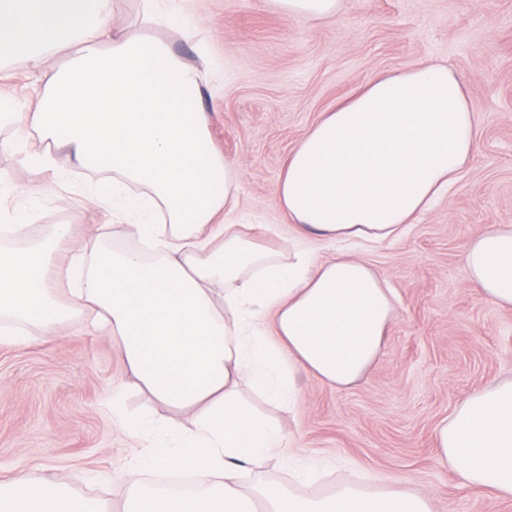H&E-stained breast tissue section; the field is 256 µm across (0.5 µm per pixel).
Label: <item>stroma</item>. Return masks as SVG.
<instances>
[{
	"mask_svg": "<svg viewBox=\"0 0 512 512\" xmlns=\"http://www.w3.org/2000/svg\"><path fill=\"white\" fill-rule=\"evenodd\" d=\"M198 30L157 27L189 62L212 63L202 106L213 148L241 165L245 231L281 262L347 253L368 263L397 295L398 317L367 374L340 389L299 371L293 399L276 405L242 382L239 399L288 438L260 482L303 498L357 484L425 490L434 512H512L483 488L464 486L440 464L435 429L474 390L512 377V308L490 302L464 274L469 242L491 224H512V0H344L323 21L292 18L269 0H175ZM440 63L453 71L477 116L479 149L415 223L384 242L339 243L290 224L277 204L288 156L325 112L371 77ZM19 191L41 190L25 237L104 225L112 247L129 244L126 221L55 187L49 172L0 151V173ZM21 344H0V480L25 470L62 480L104 512H123L113 475L135 442L112 409L115 389L131 415L186 419L129 385L112 337L83 315L56 336L17 325Z\"/></svg>",
	"mask_w": 512,
	"mask_h": 512,
	"instance_id": "1",
	"label": "stroma"
}]
</instances>
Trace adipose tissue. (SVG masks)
<instances>
[{"label":"adipose tissue","mask_w":512,"mask_h":512,"mask_svg":"<svg viewBox=\"0 0 512 512\" xmlns=\"http://www.w3.org/2000/svg\"><path fill=\"white\" fill-rule=\"evenodd\" d=\"M111 10L112 0H0V57L31 62L43 86L34 110L0 94V121L16 128L0 150L23 153L60 184L79 168H112V180L85 186V198L135 216L130 236L160 260L112 249L90 228L68 266L55 267L72 235L57 225L26 249H0V316L54 336L62 320L86 315L116 340L133 384L161 406L190 410L178 424L122 417L146 441L117 476L126 512H257L240 474L260 468L284 437L238 403L240 383L279 402L298 368L351 386L379 357L396 298L361 260L282 264L245 238L231 222L239 165L211 147L200 107L204 69L163 39L111 28ZM65 47L66 64L46 68L43 53ZM475 124L447 66L373 77L291 151L279 206L336 241L392 239L474 156ZM34 135L63 157L33 147ZM465 275L512 307V225H490L470 242ZM73 276L76 287L58 295V280ZM435 438L440 462L466 485L512 499V379L472 392ZM260 490L267 512H432L428 492L404 488L343 486L314 500ZM0 512H91V503L20 470L0 482Z\"/></svg>","instance_id":"adipose-tissue-1"}]
</instances>
